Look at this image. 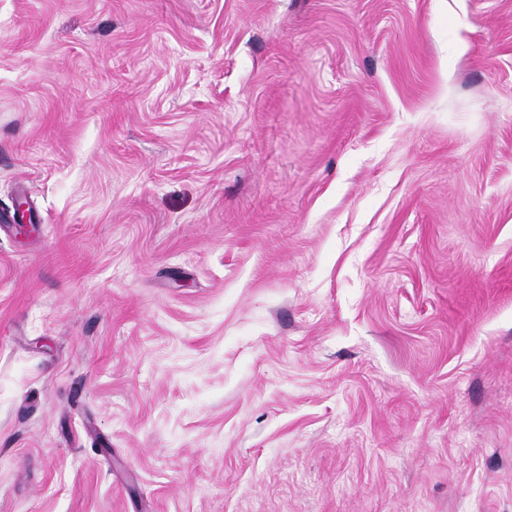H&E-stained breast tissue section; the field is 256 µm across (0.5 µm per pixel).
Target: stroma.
I'll use <instances>...</instances> for the list:
<instances>
[{
    "label": "stroma",
    "instance_id": "obj_1",
    "mask_svg": "<svg viewBox=\"0 0 512 512\" xmlns=\"http://www.w3.org/2000/svg\"><path fill=\"white\" fill-rule=\"evenodd\" d=\"M0 512H512V0H0Z\"/></svg>",
    "mask_w": 512,
    "mask_h": 512
}]
</instances>
